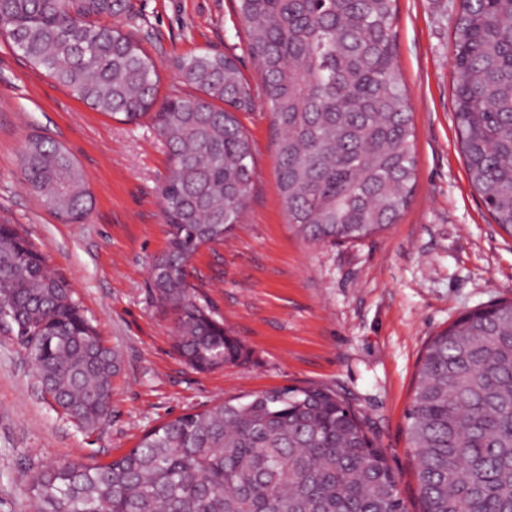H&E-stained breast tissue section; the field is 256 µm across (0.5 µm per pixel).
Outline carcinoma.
Returning a JSON list of instances; mask_svg holds the SVG:
<instances>
[{
  "label": "carcinoma",
  "instance_id": "1",
  "mask_svg": "<svg viewBox=\"0 0 512 512\" xmlns=\"http://www.w3.org/2000/svg\"><path fill=\"white\" fill-rule=\"evenodd\" d=\"M277 130V190L312 243H355L396 223L415 182L414 128L395 59L396 0H236ZM129 0H0V37L91 108L152 116L173 169L162 188L167 250L150 270L175 316L173 347L206 372L246 358L188 279L198 250L240 223L256 169L237 113L255 105L236 61H179L198 94L157 104L159 75L139 41L101 22ZM454 119L472 186L512 237V0H460ZM30 187L76 222L92 198L70 153L34 135ZM0 334L32 356L43 392L83 429L107 415L117 353L37 247L0 224ZM407 433L422 512H512V299L431 337L418 362ZM34 512H406L398 478L358 412L323 386L283 387L186 413L106 463L48 460L26 476Z\"/></svg>",
  "mask_w": 512,
  "mask_h": 512
}]
</instances>
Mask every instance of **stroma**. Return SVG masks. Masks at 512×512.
<instances>
[{
	"mask_svg": "<svg viewBox=\"0 0 512 512\" xmlns=\"http://www.w3.org/2000/svg\"><path fill=\"white\" fill-rule=\"evenodd\" d=\"M122 21L160 76L159 99L187 93L178 59L235 58L253 89L261 74L234 0H130ZM458 0H398L396 62L415 129L416 181L396 224L356 243L312 245L288 226L277 191L272 118L264 102L240 119L257 167L240 224L201 248L194 282L247 352L240 365L191 369L173 348L175 320L152 298L149 269L167 247L160 189L167 145L150 119L124 123L74 98L0 39V224H15L69 281L116 351L107 418L85 430L42 392L31 357L0 335V512H28L23 476L49 459L105 463L158 423L224 399L307 385L337 389L366 421L420 512L407 435L415 373L427 341L460 315L512 298V237L472 186L453 115ZM67 148L92 194L83 222L55 215L29 187L31 135Z\"/></svg>",
	"mask_w": 512,
	"mask_h": 512,
	"instance_id": "35a3bbf8",
	"label": "stroma"
}]
</instances>
